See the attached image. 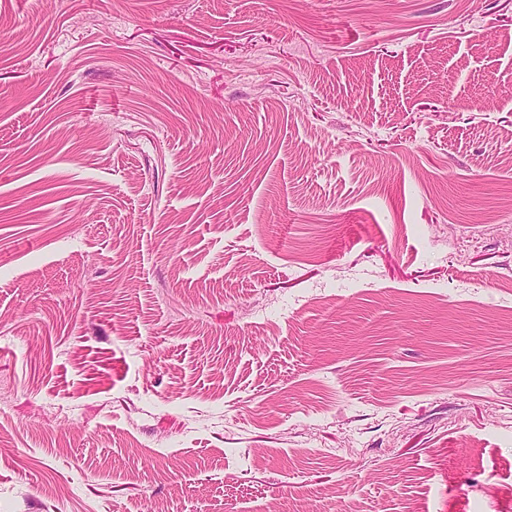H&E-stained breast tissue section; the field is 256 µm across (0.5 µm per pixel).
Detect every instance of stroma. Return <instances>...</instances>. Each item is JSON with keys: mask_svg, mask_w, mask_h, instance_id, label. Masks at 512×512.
<instances>
[{"mask_svg": "<svg viewBox=\"0 0 512 512\" xmlns=\"http://www.w3.org/2000/svg\"><path fill=\"white\" fill-rule=\"evenodd\" d=\"M512 512V0H0V512Z\"/></svg>", "mask_w": 512, "mask_h": 512, "instance_id": "1", "label": "stroma"}]
</instances>
